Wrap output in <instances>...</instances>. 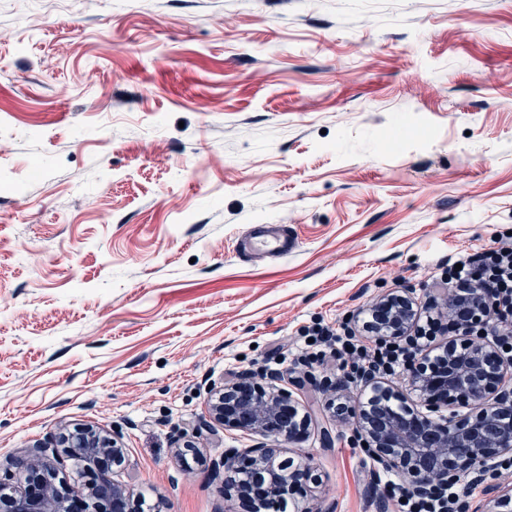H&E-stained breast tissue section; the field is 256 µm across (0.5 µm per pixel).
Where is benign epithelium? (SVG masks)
I'll return each instance as SVG.
<instances>
[{
  "label": "benign epithelium",
  "mask_w": 512,
  "mask_h": 512,
  "mask_svg": "<svg viewBox=\"0 0 512 512\" xmlns=\"http://www.w3.org/2000/svg\"><path fill=\"white\" fill-rule=\"evenodd\" d=\"M493 302L479 288L454 291L448 300V315L459 326V343L445 345V361L440 370L426 372V357L414 355L409 369L411 385L423 395L427 406L437 409L453 403L478 409L472 420L434 419L418 415L403 404L402 395L390 386L370 379L372 396L367 407L356 414L354 438L366 443L373 459L385 471H397L410 478L409 486L419 495L448 488V483L471 470H482L485 462L499 453H512V434L504 438L502 425H512V375L500 354L497 342L484 340L480 328L492 312ZM363 327L379 342L403 340L415 349L416 301L407 293H390L370 305ZM273 374H247L239 381L221 386L211 409L224 425L261 433L276 441H291L312 423L311 416L299 415L291 393L273 384ZM72 457L96 461L110 457L121 462L124 448L117 439L94 427H79L59 437ZM236 457H224L215 468L232 469L241 475L225 487L261 509L275 494L289 492L312 480L307 468L290 469L277 461V449L265 445L250 448ZM32 478L29 466H17L8 480L17 484L6 512H65L73 499L91 500L97 512H126L130 498L125 485L103 474L91 484L70 488L62 495L53 475L42 477V488H24Z\"/></svg>",
  "instance_id": "obj_1"
}]
</instances>
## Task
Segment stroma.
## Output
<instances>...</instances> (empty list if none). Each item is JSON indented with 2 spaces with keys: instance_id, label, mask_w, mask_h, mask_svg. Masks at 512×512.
I'll list each match as a JSON object with an SVG mask.
<instances>
[{
  "instance_id": "35a3bbf8",
  "label": "stroma",
  "mask_w": 512,
  "mask_h": 512,
  "mask_svg": "<svg viewBox=\"0 0 512 512\" xmlns=\"http://www.w3.org/2000/svg\"><path fill=\"white\" fill-rule=\"evenodd\" d=\"M284 224L296 250L239 242ZM512 233V0H0V465L119 432L146 512H246L212 464L261 443L210 384L281 375L313 421L282 457L313 512H397L302 330ZM340 401L348 416L334 417ZM193 441L196 451L179 457ZM493 512L512 471L479 479Z\"/></svg>"
}]
</instances>
